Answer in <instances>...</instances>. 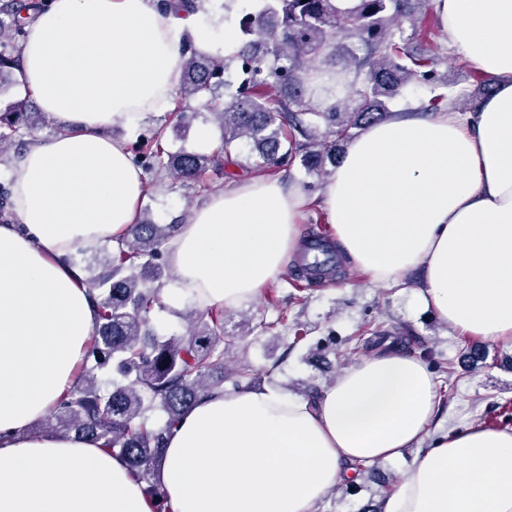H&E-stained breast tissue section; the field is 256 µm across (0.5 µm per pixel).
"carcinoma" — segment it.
Listing matches in <instances>:
<instances>
[{
  "mask_svg": "<svg viewBox=\"0 0 512 512\" xmlns=\"http://www.w3.org/2000/svg\"><path fill=\"white\" fill-rule=\"evenodd\" d=\"M260 2L257 11L241 19L238 43L224 59L183 52L182 103L168 117L181 131L189 126L183 103L192 100L210 110L222 129L216 150L170 151L159 131L151 143L133 149V160L142 169L196 189L206 188L204 175L210 170L233 178L231 165L264 172L298 160L328 176L344 143L369 124L393 116L390 105L407 87H430L431 97L421 106L424 112H442L454 98L469 99L467 90L458 91L437 75V50L417 54L407 39L395 37L404 21L419 23L418 5L427 0H358L344 13L334 0ZM158 5L177 14L197 8L196 0H158ZM39 8L38 0H0V88L7 79L18 84L13 76L19 69L25 20ZM350 39L366 46L364 58L346 53L344 41ZM342 55L348 66L368 67L367 77L357 87L344 84L340 97L329 88L324 96L314 97L305 76L335 69ZM458 68L483 90H493L494 79L471 69L467 61L460 60ZM29 107V97L23 96L0 112V153L24 144ZM244 141L251 152L240 161ZM0 223H13L7 184H0ZM179 228L143 218L116 244L95 249L98 264L86 285L97 321L79 384L39 422L44 429L99 441L125 458L150 499L159 504L164 494L154 482V471L163 460L166 434L203 392L224 387V353L232 345L224 336L223 309L188 313L187 330L179 336L160 337L151 327L155 308L162 307L161 287L170 278L160 259ZM310 249L319 256L312 261L304 257L294 267L293 304L305 305L311 287L340 271L326 237L314 235ZM277 325L292 327L294 341L303 339L299 323L288 324L285 311L258 328L265 332ZM388 340L406 347L384 323L368 321L351 338V352H367ZM254 376L253 366L245 363L229 380L240 389L252 385ZM156 410L165 414L160 425L151 421Z\"/></svg>",
  "mask_w": 512,
  "mask_h": 512,
  "instance_id": "carcinoma-1",
  "label": "carcinoma"
}]
</instances>
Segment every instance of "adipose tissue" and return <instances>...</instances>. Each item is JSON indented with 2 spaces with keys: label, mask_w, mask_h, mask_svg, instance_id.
<instances>
[{
  "label": "adipose tissue",
  "mask_w": 512,
  "mask_h": 512,
  "mask_svg": "<svg viewBox=\"0 0 512 512\" xmlns=\"http://www.w3.org/2000/svg\"><path fill=\"white\" fill-rule=\"evenodd\" d=\"M450 45L494 76L464 112L365 128L325 183L334 242L385 285L422 269L418 303L450 327L512 341V0H436ZM235 32L208 5L181 17L153 0H47L25 26L20 81L57 135L8 163L18 221L0 224V512H152L125 459L39 433L79 383L97 312L67 261L135 223L146 176L114 125L169 111L191 44L221 57ZM306 196L276 177L219 188L167 247L165 300L232 308L281 276L300 246ZM437 382L419 357L382 350L315 400L275 386L201 396L170 430L155 471L165 512H311L347 462L400 456L426 434ZM381 512H512V429L439 435Z\"/></svg>",
  "instance_id": "adipose-tissue-1"
}]
</instances>
